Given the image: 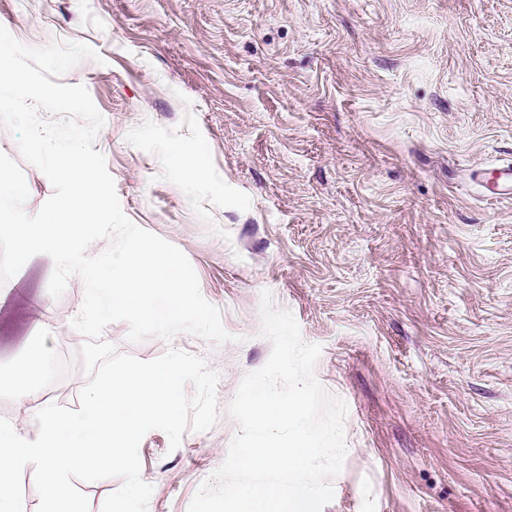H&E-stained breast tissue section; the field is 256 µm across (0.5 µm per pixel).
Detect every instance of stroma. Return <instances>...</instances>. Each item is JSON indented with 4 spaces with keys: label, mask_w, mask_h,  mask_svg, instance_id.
Here are the masks:
<instances>
[{
    "label": "stroma",
    "mask_w": 512,
    "mask_h": 512,
    "mask_svg": "<svg viewBox=\"0 0 512 512\" xmlns=\"http://www.w3.org/2000/svg\"><path fill=\"white\" fill-rule=\"evenodd\" d=\"M0 25L28 47L98 53L59 81L104 119L94 148L126 216L185 254L231 336L101 335L219 376L210 430L174 450L163 431L142 438L147 512H188L226 459L227 407L272 351L265 291L348 407L323 512H512V200L470 179L512 163V0H0ZM0 152L36 214L50 181L2 127ZM49 279L40 263L0 285V362L48 328L70 361L52 401L76 410L84 284L56 300Z\"/></svg>",
    "instance_id": "1"
}]
</instances>
